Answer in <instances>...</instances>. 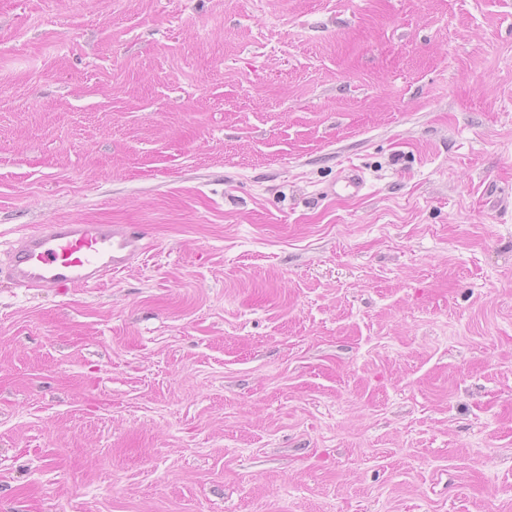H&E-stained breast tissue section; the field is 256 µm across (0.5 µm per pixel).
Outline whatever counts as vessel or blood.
Here are the masks:
<instances>
[{
    "label": "vessel or blood",
    "mask_w": 512,
    "mask_h": 512,
    "mask_svg": "<svg viewBox=\"0 0 512 512\" xmlns=\"http://www.w3.org/2000/svg\"><path fill=\"white\" fill-rule=\"evenodd\" d=\"M144 235L120 224H42L11 244L0 275L19 288L87 287L145 252Z\"/></svg>",
    "instance_id": "b4317fda"
}]
</instances>
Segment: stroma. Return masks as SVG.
I'll return each instance as SVG.
<instances>
[{"mask_svg": "<svg viewBox=\"0 0 512 512\" xmlns=\"http://www.w3.org/2000/svg\"><path fill=\"white\" fill-rule=\"evenodd\" d=\"M71 223L147 250L0 277V512H512V0H0Z\"/></svg>", "mask_w": 512, "mask_h": 512, "instance_id": "obj_1", "label": "stroma"}]
</instances>
